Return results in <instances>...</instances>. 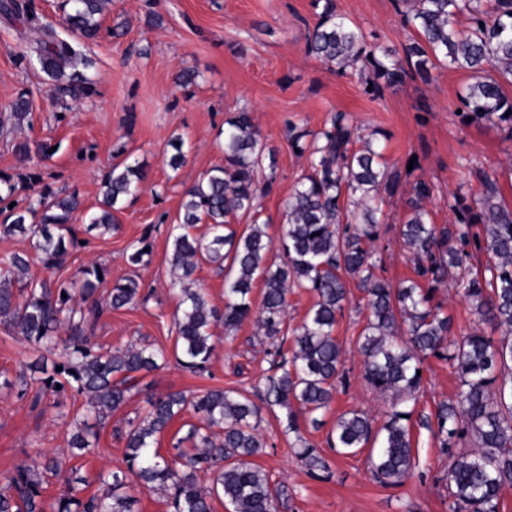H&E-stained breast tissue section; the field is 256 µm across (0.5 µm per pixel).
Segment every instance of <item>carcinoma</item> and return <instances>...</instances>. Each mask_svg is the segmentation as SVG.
I'll return each instance as SVG.
<instances>
[{"instance_id":"1","label":"carcinoma","mask_w":512,"mask_h":512,"mask_svg":"<svg viewBox=\"0 0 512 512\" xmlns=\"http://www.w3.org/2000/svg\"><path fill=\"white\" fill-rule=\"evenodd\" d=\"M73 2L70 26L86 39L95 37L99 31L95 15L107 0ZM393 2L404 25L417 33L403 48L404 60L393 61L388 51L369 43L360 27L336 11L335 0H314L321 11L308 36L307 51L340 71L370 72L372 94L408 78L427 82L431 70L439 66L467 71L473 82L461 97L466 117L512 125V96L504 89L512 86V0ZM18 15L40 32L33 51L57 81L59 93L73 99L89 94L91 87L79 70L89 65V59L50 26L39 24L34 13L20 10ZM462 17L467 20L463 29L459 28ZM7 109L16 127L30 114L29 101L23 97L8 103ZM225 125L224 164L187 188L179 223L169 232V264L182 284L176 348L183 367L201 372L215 348L214 326L222 323L231 331L255 318L274 346L269 352L271 373L262 378L259 391L262 405L222 388L191 396L168 392L148 397L145 414L118 434L125 443L126 469L99 473L104 489L85 495L84 480L76 476L77 468L70 461L95 450L100 429L126 399L128 383L157 369L165 353L133 345L111 352L93 344L88 335L105 313L147 300L138 279L118 280L101 294L110 274L102 264L81 265L53 285L30 275L37 263L62 266L83 241L74 225L81 209L78 197L42 195L11 213L10 222L0 224L1 237L27 238L33 249L0 257V326L39 348H58L60 354L50 368L43 356L24 364L15 380L6 379L4 385L21 397L32 395L35 407L48 395L68 391L85 397L86 407L72 417L68 453H46L35 438L23 460L0 472V512H133L136 498L131 491L155 487L171 491L172 512H212L215 498L224 499L228 512H275L279 490L268 473L250 460L264 447L256 421L261 406L279 407L287 411L288 430L295 432L296 404L318 425L313 414L329 406L345 374L342 346L333 332L348 300L347 278L358 280L367 299V323L357 340L364 377L397 402L378 427L362 411L342 414L328 436L330 446L348 451L371 447L369 470L385 485L411 478L414 456L408 416L412 412L398 408V402L416 400L423 384L418 371L425 359H443L460 377L456 398L439 402L435 414L441 447L448 456L449 508L500 512L504 491L512 489V209L498 201L496 188L489 184L472 207L454 200L449 208L460 215L458 223L438 228L423 206L433 186L417 182L401 237L418 279L393 286L376 274L383 261L374 243L378 202L396 194L400 173L380 162L371 141L354 149L357 126L338 113L329 127L313 134L299 131L292 137L294 146L308 153L311 173L300 178L285 203V231L276 262L271 259L272 241L265 224L255 217L261 193L270 192L277 178L274 153L262 142L251 113L242 110ZM308 136L309 145L300 144ZM144 179L137 162L112 165L102 182V207L88 216L86 231L116 228L114 212L137 195ZM344 194L347 207L341 203ZM243 217L251 224L239 233L231 224ZM203 221L209 224L208 235L192 234L191 229ZM476 224L482 225V231H473ZM149 248L146 237L130 244L128 263H144ZM481 252L488 256L483 273L463 275L468 259ZM204 261L225 272L222 309L194 287L193 275ZM450 274L479 319L500 332L498 339L477 331L450 338V318L442 304L432 303L436 285ZM258 278L263 291L256 308L251 293ZM295 288L314 294L315 302L288 354L278 338L288 294ZM188 407L200 421L186 436L195 452L170 462L155 448L157 435ZM466 435L474 448L449 451ZM299 457L311 471L328 469L305 443ZM63 471L69 473L63 488L54 500L46 499L47 478ZM201 472L209 476L210 484L199 483Z\"/></svg>"}]
</instances>
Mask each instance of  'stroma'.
Masks as SVG:
<instances>
[{
  "instance_id": "stroma-1",
  "label": "stroma",
  "mask_w": 512,
  "mask_h": 512,
  "mask_svg": "<svg viewBox=\"0 0 512 512\" xmlns=\"http://www.w3.org/2000/svg\"><path fill=\"white\" fill-rule=\"evenodd\" d=\"M336 10L360 26L381 48L402 52L416 36L404 27L393 0H336ZM318 20L313 0H108L98 17L99 36L83 43L90 60L84 70L92 91L72 99L30 51L35 36L20 21L0 14V107L23 96L31 114L22 128L0 123V175L16 190L14 206L22 209L38 193L78 195L85 212L101 206V183L117 158V148L139 162L146 180L136 200L117 212L118 228L92 232L89 245L71 254L60 268L35 265L33 277L56 282L81 265L95 261L110 270V281L141 276L153 293L149 300L104 315L91 331L93 343L116 350L130 345L165 350V366L138 377L126 402L103 429L95 453L75 459L86 477L87 494L97 493L100 472L124 465V443L115 434L142 415L148 395L209 388L236 390L255 397L268 367V339L248 319L236 330L213 329L215 350L203 374L182 369L175 348L174 320L180 313V287L169 273L168 231L178 222L185 189L224 162V122L234 112L251 113L277 160V181L259 199L260 219L273 242H280L288 197L308 170V157L296 151L290 129L317 132L334 114L353 117L361 137L373 138L388 169L400 172L397 193L385 199L377 244L383 249L384 276L398 284L415 278V265L400 237L407 200L417 181L435 185L427 203L431 221L452 225L451 197L473 204L494 183L500 199L512 206V132L490 122L471 123L460 113V95L468 73L444 67L433 70L431 83L417 79L365 91L360 75L328 67L309 54L306 42ZM192 70V82L179 76ZM184 142L185 162L172 169L164 162L173 153L171 138ZM51 146L47 157H23L20 141ZM152 245L144 265L126 260L129 245L140 237ZM337 317L334 334L345 350L347 382L316 418L297 415V432H289L283 410H262L259 432L264 448L253 461L267 470L282 491L276 512H450L445 480L448 462L435 436L436 406L454 399L460 379L449 362L423 363L424 392L407 402L416 468L404 484L387 486L369 472L368 449L347 453L329 447L337 418L356 410L383 421L392 398L376 392L363 377L357 338L366 323V301L356 280ZM452 318L454 336L473 329L493 335L480 322L454 281L434 296ZM37 356L22 337L0 328V471L20 462L32 437L50 453L68 450L70 417L83 399L70 394L45 397L40 405L2 387L15 379L22 362ZM308 443L328 464L309 470L298 458Z\"/></svg>"
}]
</instances>
